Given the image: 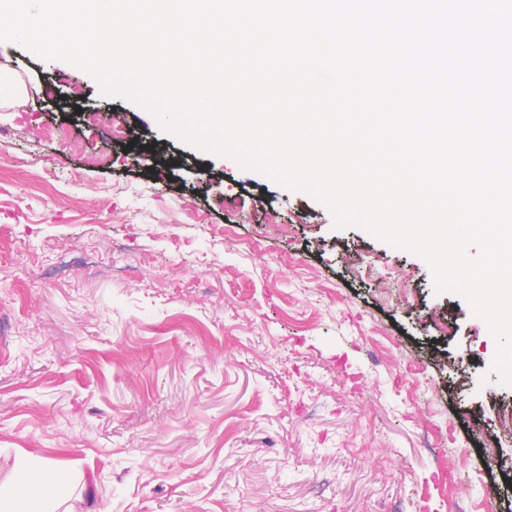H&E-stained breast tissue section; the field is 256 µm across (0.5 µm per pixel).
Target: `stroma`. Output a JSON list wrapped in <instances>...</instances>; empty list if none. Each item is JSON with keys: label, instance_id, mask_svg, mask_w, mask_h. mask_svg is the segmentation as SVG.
<instances>
[{"label": "stroma", "instance_id": "1", "mask_svg": "<svg viewBox=\"0 0 512 512\" xmlns=\"http://www.w3.org/2000/svg\"><path fill=\"white\" fill-rule=\"evenodd\" d=\"M0 69V486L29 456L71 512H512V384L420 257L67 63Z\"/></svg>", "mask_w": 512, "mask_h": 512}]
</instances>
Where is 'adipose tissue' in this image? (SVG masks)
<instances>
[{
	"label": "adipose tissue",
	"mask_w": 512,
	"mask_h": 512,
	"mask_svg": "<svg viewBox=\"0 0 512 512\" xmlns=\"http://www.w3.org/2000/svg\"><path fill=\"white\" fill-rule=\"evenodd\" d=\"M17 477L0 489V512H59L65 495L54 465L45 458H19Z\"/></svg>",
	"instance_id": "adipose-tissue-1"
}]
</instances>
